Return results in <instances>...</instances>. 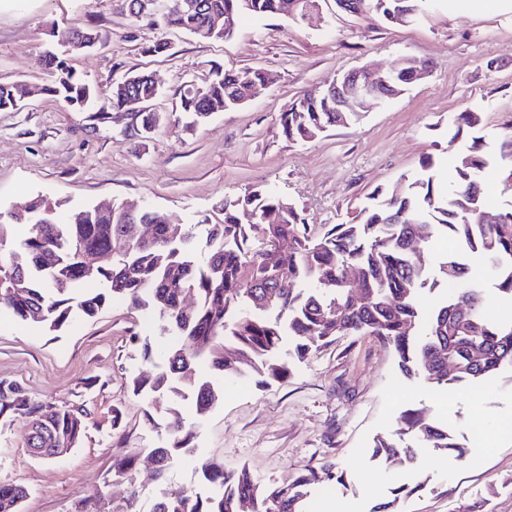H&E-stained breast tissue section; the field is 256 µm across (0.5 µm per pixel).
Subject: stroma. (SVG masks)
<instances>
[{"label":"stroma","instance_id":"1","mask_svg":"<svg viewBox=\"0 0 512 512\" xmlns=\"http://www.w3.org/2000/svg\"><path fill=\"white\" fill-rule=\"evenodd\" d=\"M318 8L302 21L247 17L230 39L200 41L148 28L116 0H0V83L43 84L45 51L93 25L103 42L72 55L73 68L105 95L130 72L150 74L161 90L151 106L164 115L147 136L132 113L75 112L46 93L21 111L0 112V212L37 195L60 216L102 202L134 204L166 211L201 245L209 226L223 223L225 198L264 187L321 235L348 222L375 189L418 174L424 157L441 162V180L450 179L448 161L463 149L448 133L451 113L479 109L487 147L499 152L512 126V0H431L407 24L342 12L334 0H318ZM159 36L167 51L147 52ZM491 55L499 60L493 69ZM403 56L431 61V73L359 123L309 143L284 136L280 115L305 90L343 71L389 68ZM215 64L261 68L275 79L244 106L190 125L177 110L180 91L189 81L204 84ZM169 340L160 320L125 302L54 334L0 317V380L35 400L91 412L81 445L50 460L30 454L24 419L0 417V482L28 488L23 512H73L76 502L102 494L122 499L127 484L113 477V458L134 453L140 470H150L149 450L169 438L171 408L196 437L162 481L142 488L145 503L205 492L201 464L211 458L280 484L332 460L343 478L312 485L307 512H372L399 485L411 489L400 512H465L484 494L487 512H512V434L501 430L512 423L511 370L436 392L405 378L377 337L345 336L297 364L287 380L264 388L247 375L225 382L223 404L201 418L189 391L151 406L129 387L151 369L143 346L159 350ZM421 406L464 442L465 457L417 448L412 461L386 469L372 455L373 438ZM475 424L483 439H469Z\"/></svg>","mask_w":512,"mask_h":512}]
</instances>
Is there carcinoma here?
<instances>
[{
    "label": "carcinoma",
    "mask_w": 512,
    "mask_h": 512,
    "mask_svg": "<svg viewBox=\"0 0 512 512\" xmlns=\"http://www.w3.org/2000/svg\"><path fill=\"white\" fill-rule=\"evenodd\" d=\"M122 2L140 22L208 41L231 38L247 15L293 20L296 0H250L247 11L242 0H201L194 9L183 7V0ZM68 55L46 51L47 81L41 90L69 107L82 108L97 101V94L69 65ZM266 76L262 69L214 67L206 85L184 86L181 111L199 124L206 112L234 108L232 91L242 92ZM133 78V94L159 95L149 75L135 73ZM27 93L25 84L0 83V111L19 110ZM125 103L121 81L112 86L102 107L122 108ZM363 113L356 104L338 112L330 101L304 96L281 114L280 123L288 140L309 142L359 120ZM481 125L482 113L473 109L448 121L453 137L464 139L466 146L454 161L455 178L447 189L436 185L435 162L428 156L421 173L376 191L352 222L336 224L321 237L310 235L293 204L265 189L224 200V223L210 225L202 247L194 244L187 227L160 210L131 216L120 205L91 206L61 223L50 204L37 196L22 206L30 224L26 237L15 238L12 224L0 215V313L58 331L74 314L94 317L115 299L150 310L168 325L173 339L159 372L135 378L134 390L150 405L186 387L200 416L223 400L216 380L236 375L241 366H249L261 384L280 381L321 347L357 333L378 337L403 376L434 390L512 369V318L502 321L485 307L484 282L471 275L462 259L481 258L495 288L512 300V207L494 204L484 188L489 170L512 172V134L504 136L495 156L478 135ZM241 209L253 212L261 224L264 248H249L248 229L236 216ZM485 212L496 214L499 223H482L479 214ZM145 224L153 226L149 242L142 238ZM439 238L452 242L455 251L440 266L441 280L430 285L442 287L443 297L426 304L421 297L428 286L426 257L424 251H414V241L431 244ZM109 250L116 258L99 266L95 286H88L85 255ZM284 268L288 279L281 281ZM350 271L355 273L353 282L347 279ZM286 339L292 349L285 357L281 347ZM0 416H20L30 425L39 422L37 435L27 436V447L50 452L77 447L90 413L82 406L35 401L19 386L0 381ZM166 428L170 441L151 449L156 466L148 474H139L135 454L113 463V477L130 485L121 512H240L246 501L251 512H305V488L338 478L331 462L309 467L293 483L280 485L263 483L244 467L226 471L217 462L205 461L201 471L214 487L212 494L186 491L145 509L138 484L161 480L195 436L175 411ZM408 434L429 448L453 451L461 458L466 454L448 426L421 407L404 411L392 433L374 438L375 455L389 467L413 459L412 450L403 446ZM27 496L26 486L0 482V512H21Z\"/></svg>",
    "instance_id": "obj_1"
}]
</instances>
